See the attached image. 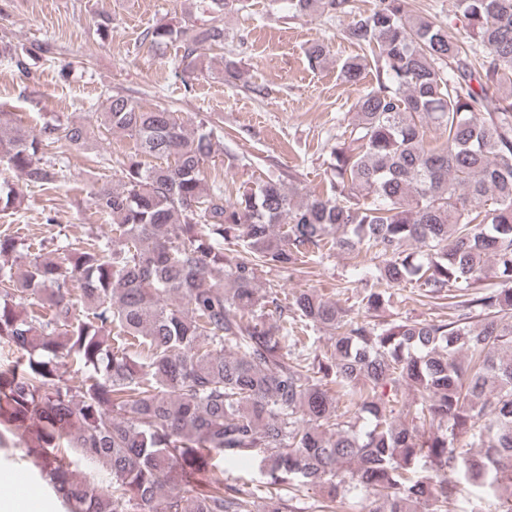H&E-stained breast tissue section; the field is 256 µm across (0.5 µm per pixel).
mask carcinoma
I'll return each mask as SVG.
<instances>
[{
	"label": "carcinoma",
	"mask_w": 512,
	"mask_h": 512,
	"mask_svg": "<svg viewBox=\"0 0 512 512\" xmlns=\"http://www.w3.org/2000/svg\"><path fill=\"white\" fill-rule=\"evenodd\" d=\"M239 0H206L210 23L146 31L179 42L184 75L201 44L222 46ZM295 16L352 13L349 0H288ZM461 30L378 0L344 37L372 59L336 63L376 86L336 141L330 193L294 201L280 179L236 201L208 173L215 133L166 108L107 94L101 124L162 163L128 159L93 191L112 237L83 244L0 232V434L18 438L63 512H290L288 487L322 493L320 512H512V0H456ZM0 53L29 72L47 43ZM329 47L306 50L321 65ZM227 85L239 62L221 58ZM440 131L431 142L427 130ZM72 118L37 130L0 111V164L50 187L52 155L81 147ZM19 189L0 181V209ZM370 253L357 313L314 289L293 296L259 273L303 272L329 252ZM462 291L446 318L375 322L394 290ZM331 343L321 351L317 334ZM69 365L71 378L59 372ZM368 422L356 429L351 417ZM105 470L103 487L74 459ZM248 460L266 489L224 483Z\"/></svg>",
	"instance_id": "obj_1"
}]
</instances>
